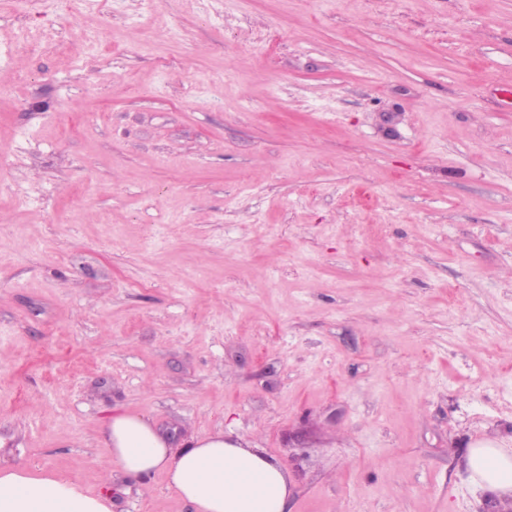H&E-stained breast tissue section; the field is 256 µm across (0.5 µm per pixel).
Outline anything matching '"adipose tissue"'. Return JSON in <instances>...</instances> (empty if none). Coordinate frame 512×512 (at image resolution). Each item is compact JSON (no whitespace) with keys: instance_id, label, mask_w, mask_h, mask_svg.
<instances>
[{"instance_id":"obj_1","label":"adipose tissue","mask_w":512,"mask_h":512,"mask_svg":"<svg viewBox=\"0 0 512 512\" xmlns=\"http://www.w3.org/2000/svg\"><path fill=\"white\" fill-rule=\"evenodd\" d=\"M104 437L128 480L142 484L165 473L169 487L197 512H288L287 470L250 442L219 430L177 447L146 417L128 412L112 415ZM468 465L479 489L512 494V448L478 444ZM0 512H112V501L67 478L0 466Z\"/></svg>"}]
</instances>
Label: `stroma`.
Returning <instances> with one entry per match:
<instances>
[{
	"instance_id": "1",
	"label": "stroma",
	"mask_w": 512,
	"mask_h": 512,
	"mask_svg": "<svg viewBox=\"0 0 512 512\" xmlns=\"http://www.w3.org/2000/svg\"><path fill=\"white\" fill-rule=\"evenodd\" d=\"M512 0H0V462L224 431L289 512H512ZM468 465L479 489L500 497L512 494V448L480 443L470 449Z\"/></svg>"
}]
</instances>
